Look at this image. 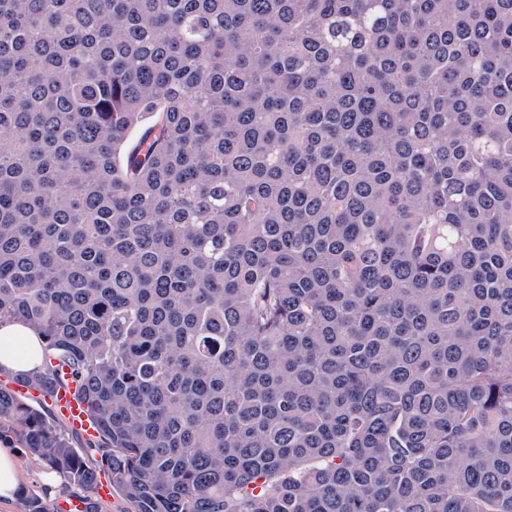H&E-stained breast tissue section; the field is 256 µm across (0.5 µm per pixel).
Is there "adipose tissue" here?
Instances as JSON below:
<instances>
[{"instance_id": "ef3b65f1", "label": "adipose tissue", "mask_w": 512, "mask_h": 512, "mask_svg": "<svg viewBox=\"0 0 512 512\" xmlns=\"http://www.w3.org/2000/svg\"><path fill=\"white\" fill-rule=\"evenodd\" d=\"M44 353L41 334L27 322L0 323V371L14 376L36 373L43 367ZM24 482L17 450L0 443V512H12Z\"/></svg>"}]
</instances>
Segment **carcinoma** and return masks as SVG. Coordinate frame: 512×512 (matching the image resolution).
<instances>
[{"mask_svg": "<svg viewBox=\"0 0 512 512\" xmlns=\"http://www.w3.org/2000/svg\"><path fill=\"white\" fill-rule=\"evenodd\" d=\"M7 319L135 512H512V0H0Z\"/></svg>", "mask_w": 512, "mask_h": 512, "instance_id": "cac0c4a2", "label": "carcinoma"}]
</instances>
